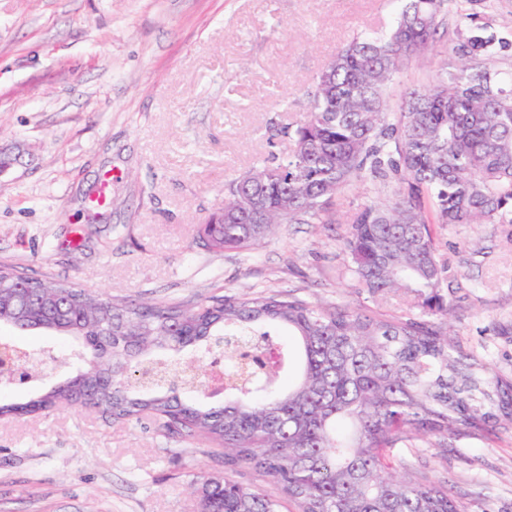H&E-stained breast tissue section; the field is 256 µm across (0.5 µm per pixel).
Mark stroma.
<instances>
[{
	"mask_svg": "<svg viewBox=\"0 0 512 512\" xmlns=\"http://www.w3.org/2000/svg\"><path fill=\"white\" fill-rule=\"evenodd\" d=\"M465 31L492 38L485 59L512 73V0H460ZM392 0H0V147L21 159L0 175V264L86 292L193 306L216 294L290 293L398 316L405 297L372 299L339 248L344 221L379 184L335 200V224H284L250 251L197 240L224 205V178L268 153L287 156L313 77L362 32L384 33ZM452 45L414 59L391 99L429 85ZM453 342L512 385V224L436 226ZM0 340L46 350L67 372L61 337L0 326ZM451 487L469 512H512V428L397 451ZM220 476L213 449L152 419L108 422L60 408L0 419V512H199L197 472Z\"/></svg>",
	"mask_w": 512,
	"mask_h": 512,
	"instance_id": "1",
	"label": "stroma"
}]
</instances>
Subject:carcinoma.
I'll list each match as a JSON object with an SVG mask.
<instances>
[{
    "mask_svg": "<svg viewBox=\"0 0 512 512\" xmlns=\"http://www.w3.org/2000/svg\"><path fill=\"white\" fill-rule=\"evenodd\" d=\"M393 27L361 33L316 74L293 141L224 180V208L200 232L211 250H249L281 224H333V198L366 177L392 195L365 202L347 222L341 251L360 290L402 293L415 311L385 318L290 295H222L193 307L95 297L0 266V324L63 336L80 366L0 418L78 404L114 422L150 416L168 433L224 449V467L270 477L299 512H467L448 486L421 479L398 445L512 425V393L482 360L461 354L431 323L451 311L457 274L441 263L435 224H512V76L475 61L491 40L452 48L454 71L408 91L387 89L408 62L435 48L447 0H393ZM288 329L291 343L271 337ZM224 342V404L197 386L144 389L134 373L181 354L203 361ZM200 512H281L280 499L228 476L198 475Z\"/></svg>",
    "mask_w": 512,
    "mask_h": 512,
    "instance_id": "1",
    "label": "carcinoma"
}]
</instances>
